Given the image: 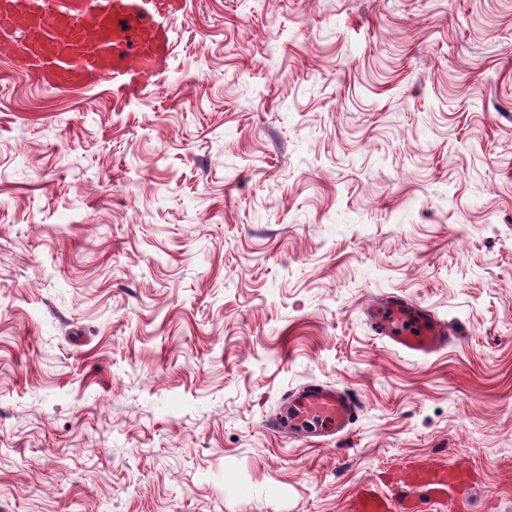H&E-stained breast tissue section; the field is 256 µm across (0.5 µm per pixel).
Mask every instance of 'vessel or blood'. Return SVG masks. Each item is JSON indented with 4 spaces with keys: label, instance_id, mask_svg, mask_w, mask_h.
I'll return each mask as SVG.
<instances>
[{
    "label": "vessel or blood",
    "instance_id": "1",
    "mask_svg": "<svg viewBox=\"0 0 512 512\" xmlns=\"http://www.w3.org/2000/svg\"><path fill=\"white\" fill-rule=\"evenodd\" d=\"M187 0H0V32L22 48L25 75L43 86L85 88L108 77L117 97H139L170 60L171 24ZM377 329L403 350L423 355L448 346L446 321L419 304L386 296L370 309ZM360 411L344 391L311 382L288 396L264 426L275 434L313 437L348 434ZM455 471L431 462L410 473L399 496L360 485L350 512H424L447 499Z\"/></svg>",
    "mask_w": 512,
    "mask_h": 512
}]
</instances>
